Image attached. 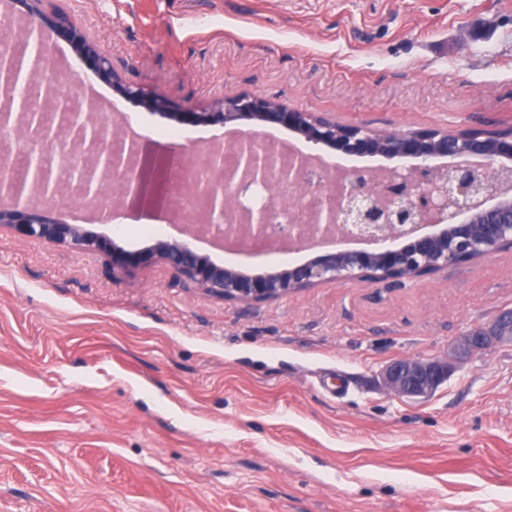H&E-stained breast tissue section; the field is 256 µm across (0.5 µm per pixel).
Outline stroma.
<instances>
[{
	"label": "stroma",
	"instance_id": "35a3bbf8",
	"mask_svg": "<svg viewBox=\"0 0 512 512\" xmlns=\"http://www.w3.org/2000/svg\"><path fill=\"white\" fill-rule=\"evenodd\" d=\"M128 85L185 108L255 94L379 133L512 129V0H43ZM46 92L150 152L203 158L227 127L180 125L89 70ZM50 217L134 252L179 240L174 207ZM196 250L250 273L310 250ZM512 310V251L390 288L353 279L254 303L159 264L0 226V512H512V345L453 363L430 396L381 383Z\"/></svg>",
	"mask_w": 512,
	"mask_h": 512
}]
</instances>
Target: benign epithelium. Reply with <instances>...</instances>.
<instances>
[{"mask_svg":"<svg viewBox=\"0 0 512 512\" xmlns=\"http://www.w3.org/2000/svg\"><path fill=\"white\" fill-rule=\"evenodd\" d=\"M25 7L30 19L26 33L46 44L58 38L70 44L78 67L94 71L124 97L152 112L180 123L227 124L253 122L275 125L304 137L314 146H325L347 156L380 155L397 161L394 167L376 171L336 170L333 188L307 177L318 153L291 148L288 157L263 148L258 131L249 130L232 141V164L224 162V150L216 147L186 183L181 195L195 217L190 237L159 241L135 255L125 253L112 239L99 236L80 224L54 220L39 207L59 202L51 166L44 161L43 175L32 181L25 200L11 191H0V224L23 238H38L79 251L105 255L112 270L123 272L140 265L161 263L177 280L188 281L204 294L239 302L274 300L324 283L364 279L399 285L405 279L433 274L492 253L512 248V132L475 135L417 131L377 134L359 125H344L327 116L282 105L272 99L242 94L213 103L201 110H180L141 87L125 85L112 71L108 59L66 16L40 9L42 0H9ZM28 45L0 51V128L18 124L28 142L49 129L67 180L81 197L101 214L104 201L117 193L130 207L159 208L171 193L170 167L181 148L175 146L158 158L141 149L124 155L116 147V131L107 129L81 106L62 96L45 98L36 111L13 112L21 88L14 86L15 60L25 56ZM93 159L75 162L77 153ZM453 158L437 164L438 158ZM242 180L292 188L297 199L325 194L312 212L310 223L289 230L286 246L312 249L342 231V236L365 245L360 250H336L284 270L247 273L226 268L200 254L193 237L211 235L221 242L245 246L266 238L267 209L240 211L232 198L235 176ZM512 343V311L501 313L488 327L472 330L454 348L456 357H467L495 344ZM452 365L446 359L402 358L384 370L386 387L406 397H427L448 379Z\"/></svg>","mask_w":512,"mask_h":512,"instance_id":"obj_1","label":"benign epithelium"}]
</instances>
